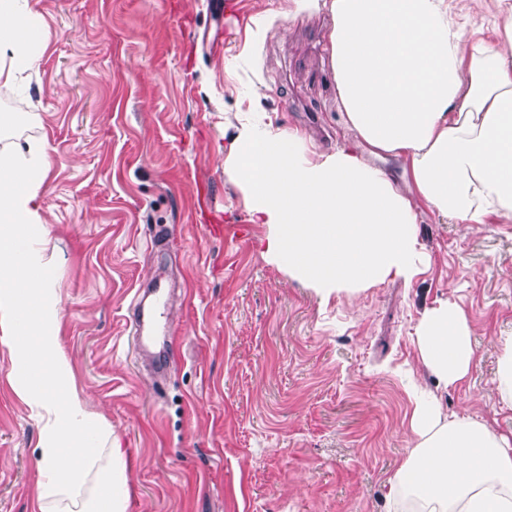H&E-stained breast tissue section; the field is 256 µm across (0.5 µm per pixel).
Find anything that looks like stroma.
Masks as SVG:
<instances>
[{
	"instance_id": "1",
	"label": "stroma",
	"mask_w": 512,
	"mask_h": 512,
	"mask_svg": "<svg viewBox=\"0 0 512 512\" xmlns=\"http://www.w3.org/2000/svg\"><path fill=\"white\" fill-rule=\"evenodd\" d=\"M46 48L26 91L0 85V147L46 137L40 194L61 346L91 410L126 450L129 512H393L413 396L512 434L492 382L512 334V223L449 224L418 207L428 261L411 280L321 302L271 263L224 147L245 113L310 149L351 140L330 68L328 14L287 0H32ZM512 0L463 7L499 43ZM267 28L255 42L258 25ZM239 238L199 222L201 191ZM166 319L149 353L128 320L154 281ZM451 298L477 342L451 388L419 363L424 309ZM0 345V512H36L38 424Z\"/></svg>"
}]
</instances>
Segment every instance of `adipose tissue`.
I'll list each match as a JSON object with an SVG mask.
<instances>
[{
	"label": "adipose tissue",
	"mask_w": 512,
	"mask_h": 512,
	"mask_svg": "<svg viewBox=\"0 0 512 512\" xmlns=\"http://www.w3.org/2000/svg\"><path fill=\"white\" fill-rule=\"evenodd\" d=\"M321 9L353 139L312 153L297 133L248 121L224 149V172L269 229L264 255L325 302L412 276L424 260L418 203L455 224L512 222V20L491 47L464 38L447 0H288L292 14ZM42 29L30 0H0V83L38 67ZM368 153L404 159L407 190ZM48 170L45 139L0 148V345L16 394L42 422L38 512H128L125 450L60 344L39 204ZM414 345L447 387L476 361L473 327L452 299L424 311ZM410 427L390 485L411 512H512V436L446 417L432 398L416 401Z\"/></svg>",
	"instance_id": "1"
}]
</instances>
